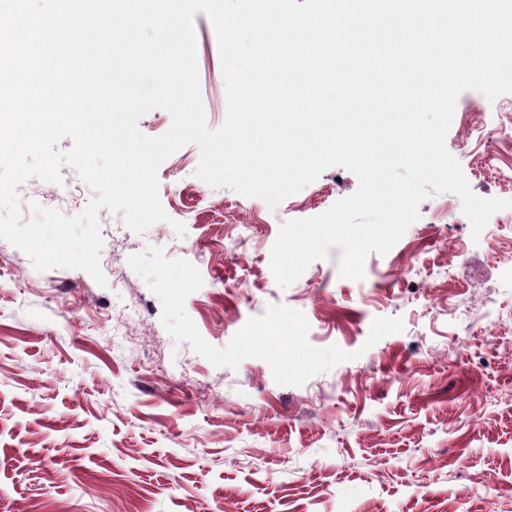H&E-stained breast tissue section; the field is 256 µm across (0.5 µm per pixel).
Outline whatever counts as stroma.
Returning <instances> with one entry per match:
<instances>
[{
  "label": "stroma",
  "instance_id": "obj_1",
  "mask_svg": "<svg viewBox=\"0 0 512 512\" xmlns=\"http://www.w3.org/2000/svg\"><path fill=\"white\" fill-rule=\"evenodd\" d=\"M206 125L226 90L218 41L194 20ZM512 119V93L458 98L445 139L483 198L512 200V145L486 133ZM188 144L158 169L169 219L144 234L100 210L102 287L85 271L36 269L0 240V512H512V209L473 236L452 194L419 218L359 280L340 249L281 287L270 254L281 225L322 214L358 186L334 166L269 209L195 177ZM188 216L181 248L172 221ZM242 239L247 264L224 246ZM162 248L194 264L202 287L185 310L225 347L272 305L301 311L308 342L354 360L300 386L258 358L215 367L161 322V303L128 264ZM402 332L374 345L375 318Z\"/></svg>",
  "mask_w": 512,
  "mask_h": 512
}]
</instances>
